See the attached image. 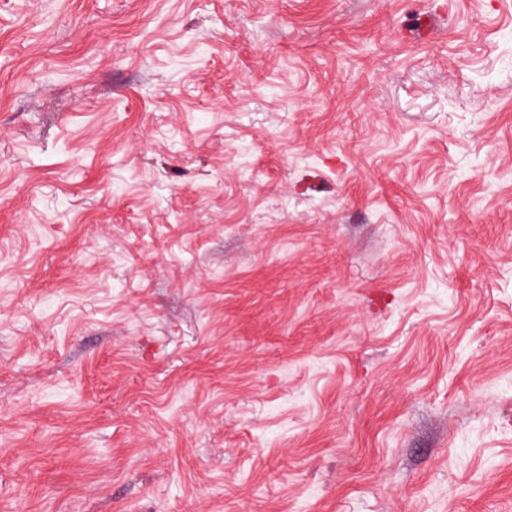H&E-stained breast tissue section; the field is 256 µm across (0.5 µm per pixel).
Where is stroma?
Returning <instances> with one entry per match:
<instances>
[{
  "mask_svg": "<svg viewBox=\"0 0 512 512\" xmlns=\"http://www.w3.org/2000/svg\"><path fill=\"white\" fill-rule=\"evenodd\" d=\"M0 512H512V0H0Z\"/></svg>",
  "mask_w": 512,
  "mask_h": 512,
  "instance_id": "stroma-1",
  "label": "stroma"
}]
</instances>
